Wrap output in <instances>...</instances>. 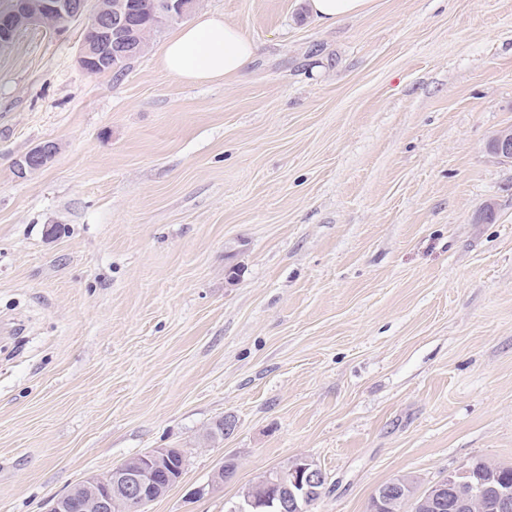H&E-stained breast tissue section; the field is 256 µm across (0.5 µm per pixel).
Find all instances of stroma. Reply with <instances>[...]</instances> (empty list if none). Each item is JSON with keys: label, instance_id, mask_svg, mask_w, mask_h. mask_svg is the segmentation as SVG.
Instances as JSON below:
<instances>
[{"label": "stroma", "instance_id": "1", "mask_svg": "<svg viewBox=\"0 0 512 512\" xmlns=\"http://www.w3.org/2000/svg\"><path fill=\"white\" fill-rule=\"evenodd\" d=\"M201 9L257 41L244 77L167 73L168 28L119 78L77 24L0 52V512L155 448L185 465L147 512H229L297 457L311 512L512 464V0ZM371 0H307L309 12L321 23L356 17L367 10ZM488 149L500 160L512 162V126L497 130L489 139ZM57 152L58 144L54 141L40 144L32 152H28L14 162L16 172L25 177L27 173L40 170L52 162Z\"/></svg>", "mask_w": 512, "mask_h": 512}]
</instances>
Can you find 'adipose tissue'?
<instances>
[{
  "mask_svg": "<svg viewBox=\"0 0 512 512\" xmlns=\"http://www.w3.org/2000/svg\"><path fill=\"white\" fill-rule=\"evenodd\" d=\"M257 52V44L240 27L223 16L203 13L167 40L161 64L189 83L229 81L245 74Z\"/></svg>",
  "mask_w": 512,
  "mask_h": 512,
  "instance_id": "ef3b65f1",
  "label": "adipose tissue"
}]
</instances>
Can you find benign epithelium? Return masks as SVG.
I'll list each match as a JSON object with an SVG mask.
<instances>
[{
	"label": "benign epithelium",
	"mask_w": 512,
	"mask_h": 512,
	"mask_svg": "<svg viewBox=\"0 0 512 512\" xmlns=\"http://www.w3.org/2000/svg\"><path fill=\"white\" fill-rule=\"evenodd\" d=\"M193 0H163L159 20L167 25L187 16ZM54 21L53 30L64 31L70 25L84 23L78 56L79 66L92 75L95 68L110 67L120 50L139 41L137 19L126 12L124 3L94 0L91 10L84 0H12L11 9L0 16V51L11 46L20 31L42 27L47 18ZM489 151L502 161L512 162V126L497 130L489 139ZM58 144L54 141L36 146L14 162L16 172L25 176L46 167L55 158ZM175 448H155L132 457L103 476L93 475L56 499L47 512H144V507L163 496L172 481H156V474L172 468ZM411 476L400 475L385 486L374 489L370 498L371 512H388L396 499L410 488ZM325 475L321 468L306 458H295L271 471L261 485H250L232 512H310ZM470 485L469 469L451 472L426 490L418 503L420 509L448 506L465 512L467 498L460 491ZM496 512H512V486L490 487Z\"/></svg>",
	"instance_id": "obj_1"
}]
</instances>
